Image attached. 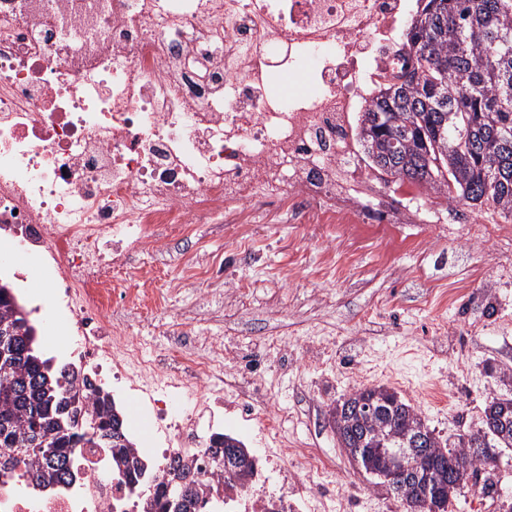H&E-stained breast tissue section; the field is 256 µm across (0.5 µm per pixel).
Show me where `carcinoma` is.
I'll return each mask as SVG.
<instances>
[{"mask_svg": "<svg viewBox=\"0 0 512 512\" xmlns=\"http://www.w3.org/2000/svg\"><path fill=\"white\" fill-rule=\"evenodd\" d=\"M412 62L380 89L359 126L370 165L398 183L433 190L449 204L480 207L512 217V0H427L402 33ZM15 324L8 353L0 358V476L24 477L37 486L71 480V460L84 446L112 449V465L125 482L145 492L149 512H211L192 494L177 496L158 480L128 438L123 413L109 392L94 390L93 422L98 435L78 426L82 406L65 385L73 383L68 365L54 368L30 335L28 319L8 288H0V323ZM340 447L378 484L389 486L375 452L377 438L394 430L424 428L431 451L412 479L414 497L429 493L430 505L404 506V512H447L459 493L460 472L452 449L460 441L442 439L393 389L361 387L329 411ZM210 442L228 451L245 444L231 434ZM471 447L486 450L470 464V476L483 495L497 494L494 466L487 458L512 448V397L493 396ZM169 480L198 484L197 474L174 456Z\"/></svg>", "mask_w": 512, "mask_h": 512, "instance_id": "cac0c4a2", "label": "carcinoma"}]
</instances>
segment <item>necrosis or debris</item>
<instances>
[{
	"label": "necrosis or debris",
	"mask_w": 512,
	"mask_h": 512,
	"mask_svg": "<svg viewBox=\"0 0 512 512\" xmlns=\"http://www.w3.org/2000/svg\"><path fill=\"white\" fill-rule=\"evenodd\" d=\"M407 0H0V247L47 266L50 305L92 385L142 398L158 475L170 456L206 467L197 386L216 377L195 351L172 371L129 339V313L161 311L169 290L223 281L252 253L258 213L309 219L343 242L371 240L381 262L419 256L449 228L425 223L424 189L385 187L358 135L372 97L405 65L393 33ZM308 68L304 91L273 81ZM224 225L223 252L181 254L179 279L154 287L140 263L171 236ZM241 417L278 448L296 446L257 419V393L232 378ZM218 512H292L286 495L240 489L206 467ZM67 486L0 483V512H143L108 448H84Z\"/></svg>",
	"instance_id": "obj_1"
}]
</instances>
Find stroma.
<instances>
[{
  "instance_id": "1",
  "label": "stroma",
  "mask_w": 512,
  "mask_h": 512,
  "mask_svg": "<svg viewBox=\"0 0 512 512\" xmlns=\"http://www.w3.org/2000/svg\"><path fill=\"white\" fill-rule=\"evenodd\" d=\"M325 244L307 225L271 224L255 242L256 258L240 263L236 292L200 282L175 295L167 312L133 319L129 337L149 354L203 346L228 368L234 357H250L259 343L275 337L260 372L266 405L287 411L282 434L314 442L333 465L321 494L335 499V512H403L396 496L374 485L340 447L329 406L353 389L384 385L436 434L479 428L486 400L512 393L497 376L512 372V269L501 267L493 246L473 243L461 232L422 256H401L389 266L378 263L369 242L358 241L348 247L347 264L316 278L310 271ZM223 248L224 227L216 224L206 238L172 240L143 262L164 283L174 276L179 253ZM290 263L297 277L285 286L278 271ZM475 268L480 278L466 301L447 310L431 305L435 283L467 278ZM489 302L496 305L491 316L485 312ZM437 323L446 327L438 336L432 332ZM434 383L442 384L446 403L423 400ZM112 397L125 411L137 447H153L150 419L137 396L116 388ZM215 431L235 435L259 458L272 446L255 422L235 412H225L202 436Z\"/></svg>"
}]
</instances>
